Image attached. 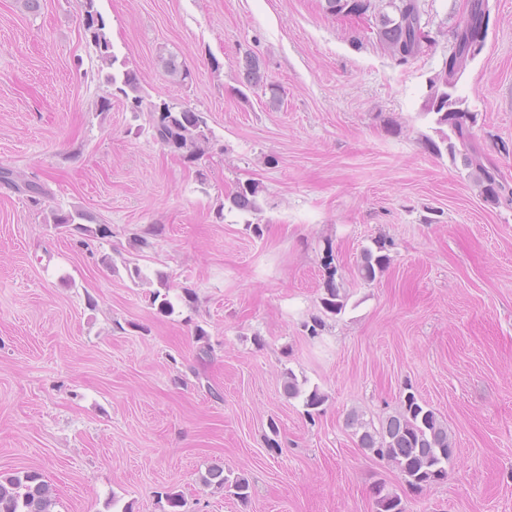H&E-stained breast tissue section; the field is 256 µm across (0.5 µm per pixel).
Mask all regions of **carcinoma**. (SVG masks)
Listing matches in <instances>:
<instances>
[{
	"mask_svg": "<svg viewBox=\"0 0 512 512\" xmlns=\"http://www.w3.org/2000/svg\"><path fill=\"white\" fill-rule=\"evenodd\" d=\"M81 2L85 34L95 48L99 70L106 71V82L130 102L131 109L139 111L142 96L137 74L130 70H114L117 57L112 52L106 24L96 8L95 0ZM326 3L329 12L346 16L364 14L371 7V0H326ZM389 6L394 9L397 17L392 18L385 13L380 15L377 34L380 42L386 45L398 61L407 62L422 52L423 44L428 38L421 22L419 0H389ZM468 6L472 23L466 28L456 24L451 50L454 61L451 64L443 63L441 69L429 78L423 96L421 111L433 115L436 125L448 128V134L444 135L441 143L430 140L428 144L430 150L437 154L444 149L453 155L455 143H460L467 149L464 166L471 169V175L478 183L485 201L494 205L503 202L512 205V185L487 161L481 149L472 144L477 114L463 107L464 100L461 97L453 98L449 93V88H458L472 61L469 47L476 34V25L488 10V0H468ZM165 69L180 82L191 78L189 70L173 54L165 58ZM247 82L252 87L269 91L270 102L279 100L278 89L263 81L259 73V62L255 58L248 60ZM148 130L155 140L188 161L199 160L209 141L204 113L190 107L178 109L165 102L152 105ZM0 182L26 195L35 204L49 196L45 185L29 180L24 174L9 168H0ZM259 192L260 185L257 182L240 183L230 194L229 200L233 207L251 211L256 209ZM51 218L54 224L73 225L82 234L88 232V228L77 223V220L84 218V213L78 209L67 212L53 210ZM390 246L391 242L378 239L375 241V248L363 251L357 265L361 280L371 283L386 270L390 264ZM335 276L336 271L328 269L321 306L324 313L336 316L345 307V295L341 292ZM159 285L160 289L152 294V302L159 303L161 310L169 311L172 309L169 299L171 284L161 278ZM284 389L290 398L304 397L309 416L324 402L323 396L316 389L302 395L296 378L291 374L288 375ZM348 422L353 429V435L357 437L358 447L367 454L395 465L409 489L420 491L447 477L445 464L454 456L455 443L443 420L434 410L423 405L414 393H407L399 410L381 420L377 426L357 414L350 415ZM208 475L209 478L205 480L208 486L232 490L242 500L251 496L250 483L243 477L231 480L224 475V468L219 466L211 468ZM372 496L376 512H405L401 494L383 483L372 488ZM52 507L53 495L41 473L27 470L0 475V512H53Z\"/></svg>",
	"mask_w": 512,
	"mask_h": 512,
	"instance_id": "cac0c4a2",
	"label": "carcinoma"
}]
</instances>
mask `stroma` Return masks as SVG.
Wrapping results in <instances>:
<instances>
[{
  "label": "stroma",
  "instance_id": "1",
  "mask_svg": "<svg viewBox=\"0 0 512 512\" xmlns=\"http://www.w3.org/2000/svg\"><path fill=\"white\" fill-rule=\"evenodd\" d=\"M466 3L420 0L432 41L402 63L377 36L388 0L361 18L326 0H96L140 79L134 112L99 70L80 0L35 14L0 0V167L50 192L37 205L0 184L1 474L41 472L54 512H169V492L183 512H375L379 481L406 512H512V205L430 151L440 135L421 112ZM171 54L190 84L168 75ZM250 55L278 104L247 84ZM459 92L512 183V0H490ZM161 102L205 114L201 159L146 132ZM249 180L257 209L227 205ZM73 208L90 234L52 224ZM378 237L391 261L366 283L357 264ZM330 266L347 295L336 316L320 304ZM291 377L323 394L314 415L286 395ZM406 391L456 446L419 492L347 425ZM215 466L250 498L205 486Z\"/></svg>",
  "mask_w": 512,
  "mask_h": 512
}]
</instances>
